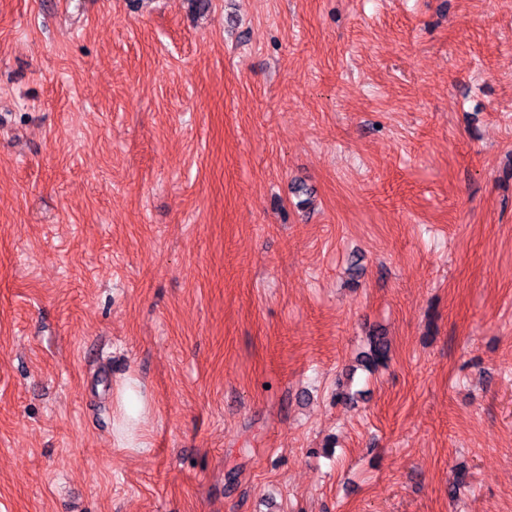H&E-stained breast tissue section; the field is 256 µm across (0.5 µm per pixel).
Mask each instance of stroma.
Returning <instances> with one entry per match:
<instances>
[{
	"mask_svg": "<svg viewBox=\"0 0 512 512\" xmlns=\"http://www.w3.org/2000/svg\"><path fill=\"white\" fill-rule=\"evenodd\" d=\"M0 512H512V0H0Z\"/></svg>",
	"mask_w": 512,
	"mask_h": 512,
	"instance_id": "35a3bbf8",
	"label": "stroma"
}]
</instances>
